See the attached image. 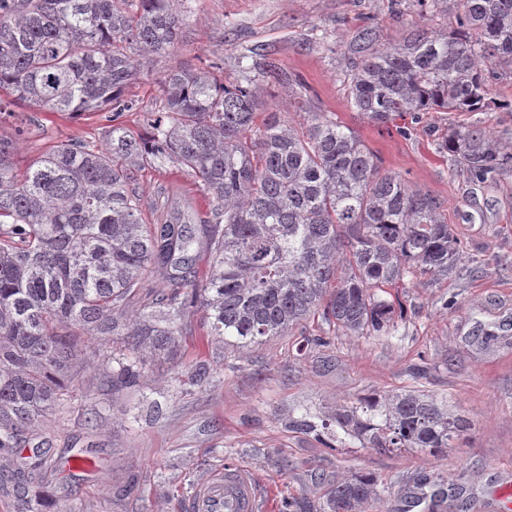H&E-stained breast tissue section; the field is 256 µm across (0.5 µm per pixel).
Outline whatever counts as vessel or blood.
I'll return each instance as SVG.
<instances>
[{
	"label": "vessel or blood",
	"mask_w": 512,
	"mask_h": 512,
	"mask_svg": "<svg viewBox=\"0 0 512 512\" xmlns=\"http://www.w3.org/2000/svg\"><path fill=\"white\" fill-rule=\"evenodd\" d=\"M255 483L240 468L199 474L187 498V512H257Z\"/></svg>",
	"instance_id": "1"
}]
</instances>
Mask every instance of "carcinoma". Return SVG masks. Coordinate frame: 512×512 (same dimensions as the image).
<instances>
[{
    "instance_id": "1",
    "label": "carcinoma",
    "mask_w": 512,
    "mask_h": 512,
    "mask_svg": "<svg viewBox=\"0 0 512 512\" xmlns=\"http://www.w3.org/2000/svg\"><path fill=\"white\" fill-rule=\"evenodd\" d=\"M448 3L457 27H415L396 44L354 30L347 98L369 123L420 112H478L486 71L512 63V0H413L423 12ZM180 0H0V113L31 103L74 117L112 113L99 147L64 141L23 170L16 141L0 137V467L37 439L77 370L78 346L101 356L106 391L134 385L146 359L177 357L190 309L207 311L194 366L216 338L248 348L309 319L350 335L393 326L398 288L444 280L463 250L441 201L380 173L377 156L336 113H307L294 127L268 112L259 85L306 86L253 50L226 83L211 68L172 70L159 109L135 133L117 124L145 67L177 45ZM439 148L485 177L512 168V149L474 126H452ZM167 166L198 178L212 217L206 253L181 218L148 224L132 169ZM152 277L156 295L136 316L131 301ZM134 340L118 356L103 341ZM382 416L376 421V416ZM336 424L373 448L448 447L466 421L431 397L359 400ZM288 427L327 428L311 413ZM49 469L35 446L10 477L25 507ZM381 500L371 475H349L321 499L273 494L275 512H364Z\"/></svg>"
}]
</instances>
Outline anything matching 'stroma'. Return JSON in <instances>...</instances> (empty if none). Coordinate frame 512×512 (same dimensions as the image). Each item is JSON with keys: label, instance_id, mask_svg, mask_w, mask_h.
<instances>
[{"label": "stroma", "instance_id": "35a3bbf8", "mask_svg": "<svg viewBox=\"0 0 512 512\" xmlns=\"http://www.w3.org/2000/svg\"><path fill=\"white\" fill-rule=\"evenodd\" d=\"M188 23L177 50L134 86L123 122L157 111L165 71L201 68L221 58L224 75L239 74V58L262 46L281 68L312 86L314 107L335 112L380 159L382 172L442 200L464 245L455 274L407 289L388 333L336 335L329 345L299 354L300 334L277 336L239 349L215 340L206 372L147 364L137 385L112 395L95 385L87 360L64 405L49 415L38 442L56 468L38 489L46 512H182L196 475L216 466L252 475L260 512H273L282 489L324 497L336 480L360 472L386 484L383 503L366 512H400L406 490L441 484L447 495L415 512H505L512 486V168L478 180L460 171L435 141L450 126H480L512 145V65L495 63L480 112H424L410 135L367 123L348 103L345 45L354 29L372 21L382 44L399 41L412 23L432 31L455 27L443 6L402 16L390 0H189ZM101 116L50 115L36 107L0 115V135L18 141L23 165L51 144L81 137L100 144ZM152 224L185 221L205 244L199 182L167 169L139 173L135 183ZM416 390L448 405L467 425L450 447L371 448L336 424V415L360 397ZM312 413L327 423L322 435L289 429ZM90 469L69 471L73 455Z\"/></svg>", "mask_w": 512, "mask_h": 512}]
</instances>
